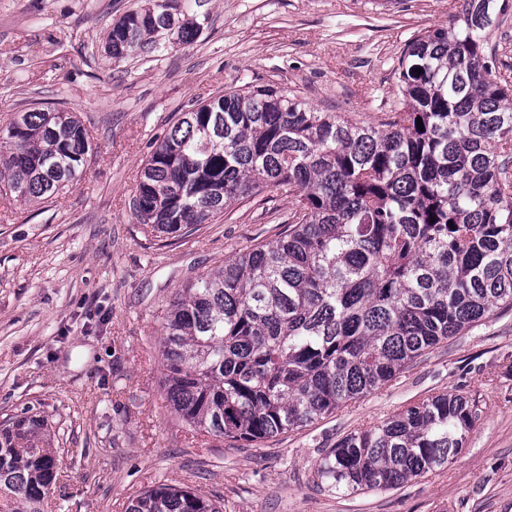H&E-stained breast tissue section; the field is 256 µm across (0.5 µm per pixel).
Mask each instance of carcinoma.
<instances>
[{
    "label": "carcinoma",
    "instance_id": "carcinoma-1",
    "mask_svg": "<svg viewBox=\"0 0 512 512\" xmlns=\"http://www.w3.org/2000/svg\"><path fill=\"white\" fill-rule=\"evenodd\" d=\"M183 2L122 16L107 56L160 49V19L192 41L203 23ZM462 2L453 23L407 44L400 101L376 124L250 86L182 113L151 153L132 211L159 238L267 189L294 199L288 229L178 289L166 312L164 390L191 433L253 443L303 428L512 308V81L489 45L512 0ZM89 149L72 113L20 112L0 134V178L20 201L47 199L75 182ZM477 419L467 398L431 396L344 437L317 478L344 494L393 489L448 463ZM46 427L27 409L0 425L4 512H42L57 483ZM126 512L223 504L160 484Z\"/></svg>",
    "mask_w": 512,
    "mask_h": 512
}]
</instances>
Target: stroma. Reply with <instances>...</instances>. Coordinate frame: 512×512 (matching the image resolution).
Instances as JSON below:
<instances>
[{"label": "stroma", "instance_id": "stroma-1", "mask_svg": "<svg viewBox=\"0 0 512 512\" xmlns=\"http://www.w3.org/2000/svg\"><path fill=\"white\" fill-rule=\"evenodd\" d=\"M145 0H0V129L32 106L75 113L91 151L77 182L32 203L0 195V420L48 418L61 476L45 512H125L167 483L224 512H512V310L425 352L386 386L266 442L191 436L163 389L159 340L176 290L283 232L267 190L159 239L132 215L152 150L181 112L273 84L322 112L376 123L399 100L394 65L461 0H189V44L115 62L113 23ZM450 391L478 419L448 463L389 491L338 494L319 460L348 434Z\"/></svg>", "mask_w": 512, "mask_h": 512}]
</instances>
